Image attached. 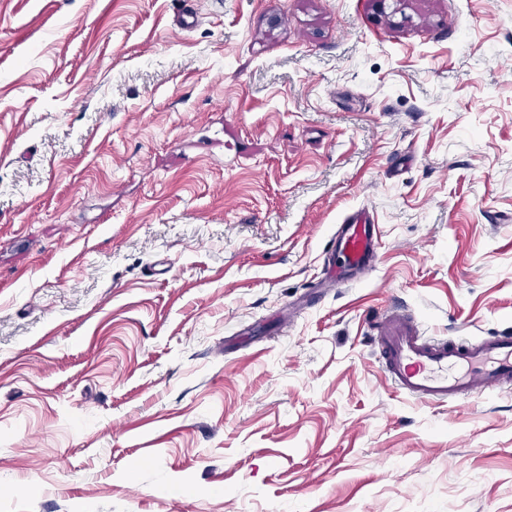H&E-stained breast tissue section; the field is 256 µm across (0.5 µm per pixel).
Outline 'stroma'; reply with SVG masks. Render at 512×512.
Masks as SVG:
<instances>
[{"label":"stroma","instance_id":"35a3bbf8","mask_svg":"<svg viewBox=\"0 0 512 512\" xmlns=\"http://www.w3.org/2000/svg\"><path fill=\"white\" fill-rule=\"evenodd\" d=\"M397 307L512 328V0H0V512H512V392H396ZM373 229L374 224L367 218L356 215L345 217L337 227L327 261L336 286L360 279L373 270L378 245Z\"/></svg>","mask_w":512,"mask_h":512}]
</instances>
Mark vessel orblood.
Masks as SVG:
<instances>
[{
	"instance_id": "vessel-or-blood-1",
	"label": "vessel or blood",
	"mask_w": 512,
	"mask_h": 512,
	"mask_svg": "<svg viewBox=\"0 0 512 512\" xmlns=\"http://www.w3.org/2000/svg\"><path fill=\"white\" fill-rule=\"evenodd\" d=\"M369 220L350 215L332 238L327 268L341 285L369 274L378 241ZM379 362L393 389L424 403H445L512 387V331L471 341L427 338L404 312L377 319Z\"/></svg>"
}]
</instances>
